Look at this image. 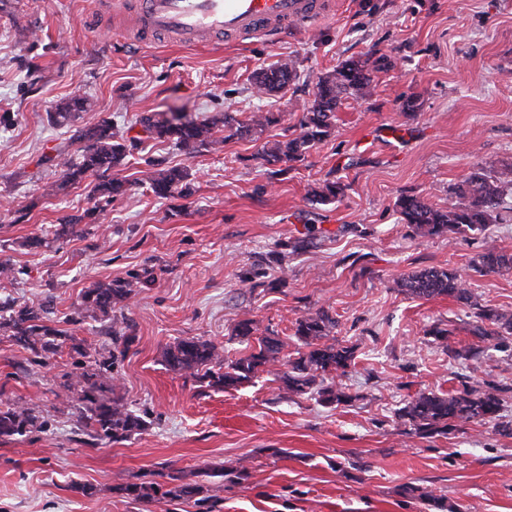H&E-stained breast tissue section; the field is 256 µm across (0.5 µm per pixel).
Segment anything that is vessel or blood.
<instances>
[{
    "instance_id": "b4317fda",
    "label": "vessel or blood",
    "mask_w": 512,
    "mask_h": 512,
    "mask_svg": "<svg viewBox=\"0 0 512 512\" xmlns=\"http://www.w3.org/2000/svg\"><path fill=\"white\" fill-rule=\"evenodd\" d=\"M145 27L173 40L229 41L280 38L309 28L327 11V0H139Z\"/></svg>"
}]
</instances>
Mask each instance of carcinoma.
I'll list each match as a JSON object with an SVG mask.
<instances>
[{
  "label": "carcinoma",
  "instance_id": "carcinoma-1",
  "mask_svg": "<svg viewBox=\"0 0 512 512\" xmlns=\"http://www.w3.org/2000/svg\"><path fill=\"white\" fill-rule=\"evenodd\" d=\"M392 67L388 57L349 60L336 69L316 76L315 99L303 113L296 130L283 139L267 141L260 149L261 159L268 164L301 161L316 145L327 140L334 128L336 111L348 97L364 98L370 93L372 75ZM297 71L293 63L285 61L261 69L254 75V84L261 93L279 92L295 80ZM88 111L87 101L74 98L58 106L56 118L67 120L75 112ZM281 121L280 115L271 112H253L245 121L230 113L222 119L227 138L253 136L260 139L265 129ZM136 124L148 136L175 142L188 154L206 146L216 133L217 121H196L185 116L167 118L157 112L141 113ZM81 139L86 144L81 149L80 160L57 161L63 168L62 189L75 184L87 176H95L99 182L93 188L94 194L112 201L124 194V183L109 178L106 173L119 164L137 147V137H119L112 132V124L106 119L89 127ZM158 170L151 172L147 182L152 192L160 198L185 197L190 193L185 183L187 172L181 167L160 168L163 161H147ZM512 190V168L500 171L492 162H486L472 172L456 190V203L447 209H439L418 195H405L396 203L401 220L410 225L416 234L424 237L444 236L448 233L474 235L483 233L489 224L503 222L505 196ZM346 185L340 181H328L312 191L313 200L330 203L344 196ZM472 267L479 273L512 271V254L499 250L492 244H485L482 251L472 259ZM136 281H118L108 285L95 283L82 290L77 314L83 317H110L112 304L128 297ZM401 293L432 298L448 296L466 305L474 317L470 333L475 341L460 350L452 351V357L461 361H476L484 352L483 342L493 336L512 335V314L500 312L480 304L465 279L458 271L450 268H428L405 274L398 282ZM44 307L24 305L14 311L6 322H0V329L10 331V337L34 352L54 353L61 344L56 337L61 331L44 324ZM336 329V318L327 311L319 310L298 318L294 336L303 347L294 359L281 357L282 343L276 336L257 339L252 351L234 360L224 359L223 347L210 340L187 338L167 348L164 361L174 372L202 374L209 384L220 388H235L251 382L261 373L273 374L280 379L288 391L303 395L315 393L326 405H340L349 402L350 396L336 386L334 378L343 375L354 364V349L348 346L326 344L327 338ZM67 389L81 396L83 406L79 419L83 427L100 440H120L144 431L147 422L129 410L122 400L97 393L88 374L75 376ZM505 389L487 384L483 390L468 387L446 396L433 392H421L413 397L401 410L400 417L408 419L414 429L422 435L444 433L456 423L490 421L499 417ZM42 428L40 416L33 407L8 405L0 408V437L22 435ZM201 479L185 481L183 475H168L165 483L153 479L126 483L116 487L117 493L134 501L174 502L201 497L209 500L208 493L214 486L224 484L242 485L250 478L249 468L238 467L208 468L199 473Z\"/></svg>",
  "mask_w": 512,
  "mask_h": 512
}]
</instances>
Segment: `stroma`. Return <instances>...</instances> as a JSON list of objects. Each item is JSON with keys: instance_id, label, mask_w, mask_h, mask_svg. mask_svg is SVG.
Instances as JSON below:
<instances>
[{"instance_id": "stroma-1", "label": "stroma", "mask_w": 512, "mask_h": 512, "mask_svg": "<svg viewBox=\"0 0 512 512\" xmlns=\"http://www.w3.org/2000/svg\"><path fill=\"white\" fill-rule=\"evenodd\" d=\"M380 55L392 66L371 97L343 100L334 134L304 160L268 165L249 137L219 135L192 155L145 138L109 172L126 184L118 200L93 196L92 176L49 191L62 177L55 158L78 160V129L100 118L127 133L143 112H278L262 139L277 140L313 101L316 75ZM289 59L297 79L257 94L254 73ZM75 97L89 111L55 122L57 104ZM154 158L189 169V196L149 192ZM487 161L512 164V0H333L314 29L219 48L133 41L99 0H0V262L14 269L0 315L45 304L47 325L63 332L61 354L47 358L0 335V408L25 404L44 419L39 431L0 437V512H432L406 494L411 485L458 512H512V435L472 421L424 438L399 416L421 392L512 387V336L459 364L448 351L471 343L470 309L393 289L404 274L450 268L482 304L512 310V272L469 267L486 238L512 254V222L488 225L481 239L420 237L395 206L414 194L448 207ZM326 180L347 190L321 205L310 190ZM70 218L79 236L60 235ZM136 276L140 288L111 318L74 320L84 286ZM320 309L338 322L331 342L355 350L338 379L346 405L289 393L266 373L219 389L162 361L167 345L191 337L239 357L247 348L232 330L244 318L291 356L296 319ZM436 326L447 340L431 336ZM81 345L96 381L147 421L144 432L108 442L83 430L64 388L82 369ZM241 463L249 481L208 506L115 491L150 473L190 479Z\"/></svg>"}]
</instances>
